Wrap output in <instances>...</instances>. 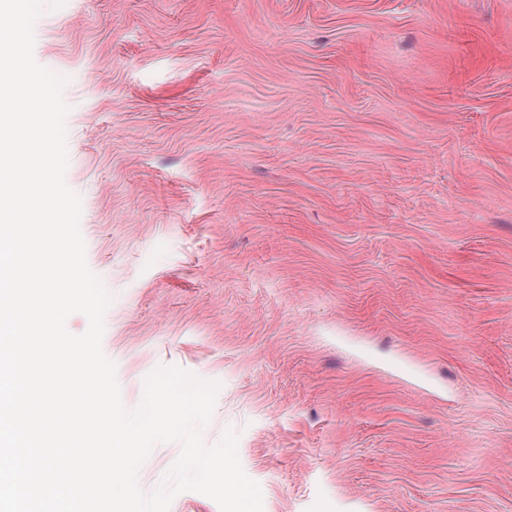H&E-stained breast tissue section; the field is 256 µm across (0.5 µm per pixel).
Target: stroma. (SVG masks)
<instances>
[{"label": "stroma", "instance_id": "obj_1", "mask_svg": "<svg viewBox=\"0 0 512 512\" xmlns=\"http://www.w3.org/2000/svg\"><path fill=\"white\" fill-rule=\"evenodd\" d=\"M34 35L127 409L217 383L263 512H512V0H42Z\"/></svg>", "mask_w": 512, "mask_h": 512}]
</instances>
